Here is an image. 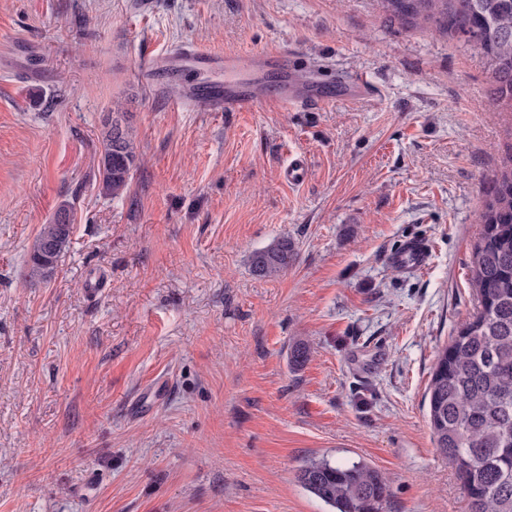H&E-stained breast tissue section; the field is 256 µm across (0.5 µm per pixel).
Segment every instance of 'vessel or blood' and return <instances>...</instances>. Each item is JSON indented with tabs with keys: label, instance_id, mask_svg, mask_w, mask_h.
Returning <instances> with one entry per match:
<instances>
[{
	"label": "vessel or blood",
	"instance_id": "b4317fda",
	"mask_svg": "<svg viewBox=\"0 0 512 512\" xmlns=\"http://www.w3.org/2000/svg\"><path fill=\"white\" fill-rule=\"evenodd\" d=\"M256 63V58L251 56H225L224 85L202 88L194 99L195 106L205 112H239L252 108L253 96L241 85L239 77L252 71ZM328 101V96L315 90L305 95L283 92L267 98L265 104L267 107L285 111L304 104L322 105ZM430 258L431 250L427 242L417 237H409L390 251L386 260L402 273L418 275L427 270Z\"/></svg>",
	"mask_w": 512,
	"mask_h": 512
}]
</instances>
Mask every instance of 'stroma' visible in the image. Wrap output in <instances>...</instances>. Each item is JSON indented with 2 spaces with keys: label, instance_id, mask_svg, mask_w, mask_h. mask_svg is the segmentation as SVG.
<instances>
[{
  "label": "stroma",
  "instance_id": "obj_1",
  "mask_svg": "<svg viewBox=\"0 0 512 512\" xmlns=\"http://www.w3.org/2000/svg\"><path fill=\"white\" fill-rule=\"evenodd\" d=\"M183 44L281 53L333 101L187 107L224 70L169 65ZM357 74L370 95L344 100ZM488 81L476 48L382 0H0V512H329L297 481L314 457L381 470L386 512H468L428 388L512 156ZM115 111L139 152L116 199ZM63 203L70 244L31 279ZM284 236L294 264L256 276ZM412 236L417 276L386 261ZM102 150L99 158V175L103 190L117 197L123 194L137 168L139 155L128 126L119 114L108 119L101 133ZM60 216H65L69 220V224H63L59 219ZM71 216L73 217L72 209L62 206L47 224L41 225L29 253L28 264L31 279L47 280L53 275L70 242L73 228V219L70 222ZM295 256L294 242L288 237H282L271 245L255 251L251 256V268L260 277L277 278L293 264Z\"/></svg>",
  "mask_w": 512,
  "mask_h": 512
}]
</instances>
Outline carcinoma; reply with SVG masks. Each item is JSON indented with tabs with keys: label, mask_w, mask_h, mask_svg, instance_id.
I'll return each instance as SVG.
<instances>
[{
	"label": "carcinoma",
	"mask_w": 512,
	"mask_h": 512,
	"mask_svg": "<svg viewBox=\"0 0 512 512\" xmlns=\"http://www.w3.org/2000/svg\"><path fill=\"white\" fill-rule=\"evenodd\" d=\"M408 23H435L439 32L477 48L491 70L489 95L512 106V0H384ZM103 190L123 194L139 155L121 116L101 133ZM482 229L474 246L473 314L441 352L429 385V421L436 448L456 467L469 512H512V158L485 189ZM73 211L60 207L36 235L29 276L49 279L68 244ZM282 237L251 256L252 271L277 278L295 260ZM301 487L331 512H385L390 487L365 461L310 459L297 474Z\"/></svg>",
	"instance_id": "cac0c4a2"
}]
</instances>
